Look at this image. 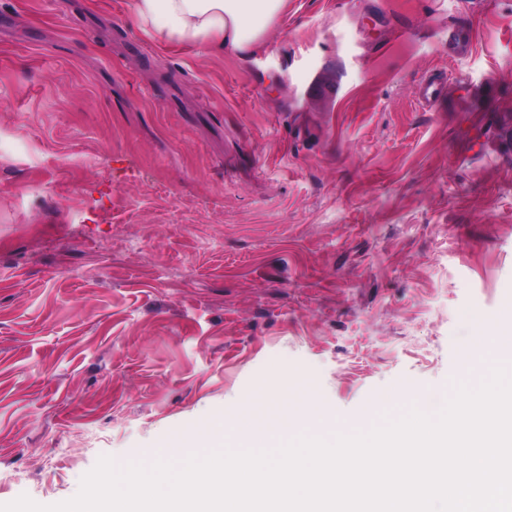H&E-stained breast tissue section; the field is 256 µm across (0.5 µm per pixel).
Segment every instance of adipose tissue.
I'll list each match as a JSON object with an SVG mask.
<instances>
[{
    "instance_id": "1",
    "label": "adipose tissue",
    "mask_w": 512,
    "mask_h": 512,
    "mask_svg": "<svg viewBox=\"0 0 512 512\" xmlns=\"http://www.w3.org/2000/svg\"><path fill=\"white\" fill-rule=\"evenodd\" d=\"M287 0H131L139 27L163 44L211 54L251 56Z\"/></svg>"
}]
</instances>
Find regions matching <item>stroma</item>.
<instances>
[{"mask_svg":"<svg viewBox=\"0 0 512 512\" xmlns=\"http://www.w3.org/2000/svg\"><path fill=\"white\" fill-rule=\"evenodd\" d=\"M510 298L512 0H288L246 59L0 0V504L299 378L339 423L446 388Z\"/></svg>","mask_w":512,"mask_h":512,"instance_id":"obj_1","label":"stroma"}]
</instances>
